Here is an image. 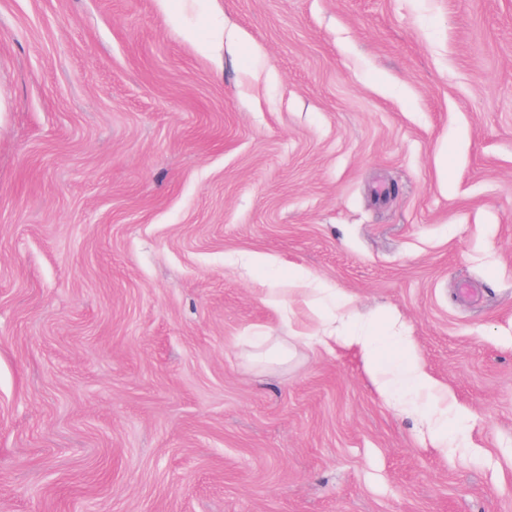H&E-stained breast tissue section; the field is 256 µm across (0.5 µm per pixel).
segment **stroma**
Here are the masks:
<instances>
[{
  "mask_svg": "<svg viewBox=\"0 0 512 512\" xmlns=\"http://www.w3.org/2000/svg\"><path fill=\"white\" fill-rule=\"evenodd\" d=\"M0 512H512V0H0ZM326 332L327 336L316 338L325 343L342 340L360 349L364 363L375 374V383L382 394L415 409L411 395L434 390L435 383L420 364L410 338L399 335L393 326L370 325L350 331L345 336H336V327L328 326ZM390 348L399 352L398 358L392 363L387 361ZM466 417L459 412L448 415V411L435 421L431 429V437L440 446L448 442V429L450 428L457 435L465 432Z\"/></svg>",
  "mask_w": 512,
  "mask_h": 512,
  "instance_id": "obj_1",
  "label": "stroma"
}]
</instances>
